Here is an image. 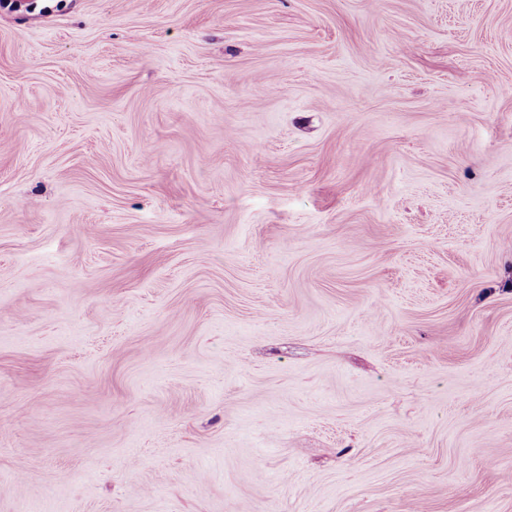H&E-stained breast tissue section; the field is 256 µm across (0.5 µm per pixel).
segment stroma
Listing matches in <instances>:
<instances>
[{
    "instance_id": "35a3bbf8",
    "label": "stroma",
    "mask_w": 512,
    "mask_h": 512,
    "mask_svg": "<svg viewBox=\"0 0 512 512\" xmlns=\"http://www.w3.org/2000/svg\"><path fill=\"white\" fill-rule=\"evenodd\" d=\"M11 2L0 512H512V0Z\"/></svg>"
}]
</instances>
